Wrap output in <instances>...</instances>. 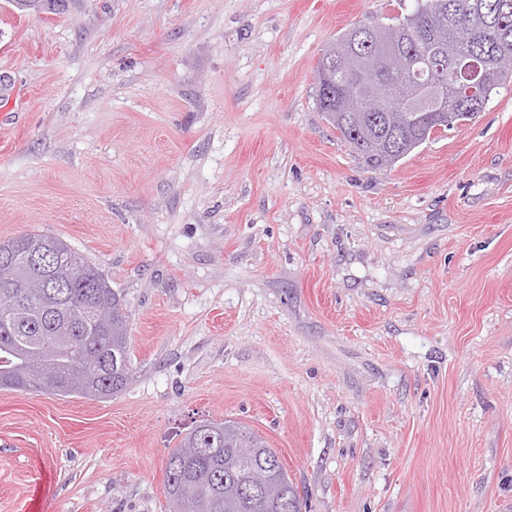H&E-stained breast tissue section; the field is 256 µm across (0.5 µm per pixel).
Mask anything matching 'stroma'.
<instances>
[{"mask_svg":"<svg viewBox=\"0 0 512 512\" xmlns=\"http://www.w3.org/2000/svg\"><path fill=\"white\" fill-rule=\"evenodd\" d=\"M413 0H0V241L122 294L132 379L0 389V512H168L230 418L302 512H512V83L374 172L316 105L325 46Z\"/></svg>","mask_w":512,"mask_h":512,"instance_id":"stroma-1","label":"stroma"}]
</instances>
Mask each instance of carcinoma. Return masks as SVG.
I'll return each mask as SVG.
<instances>
[{
  "label": "carcinoma",
  "instance_id": "cac0c4a2",
  "mask_svg": "<svg viewBox=\"0 0 512 512\" xmlns=\"http://www.w3.org/2000/svg\"><path fill=\"white\" fill-rule=\"evenodd\" d=\"M417 14L415 35L438 33L444 68L417 74L411 68L420 43L402 38L392 60L377 72L375 84L384 91L382 111L366 112L338 123L330 119L337 105L316 88L317 104L325 119L340 131L371 170L386 168L376 146L387 147L399 137L402 156L418 147L417 113L411 111L429 79L445 85L448 123L467 119L460 108L458 83L451 65L464 54L491 57L512 53V0H424ZM369 38L358 49L381 51L383 42L399 33L396 25L358 22ZM512 80V74L489 75L484 101ZM37 250L55 254L52 264L36 268L25 258ZM18 268L17 295L0 288V388L37 390V378L49 375L45 393L105 399L128 384L130 357L128 315L123 296L112 289L95 265L62 239L49 234L22 233L0 242V263ZM182 448H204L197 456L173 450L167 460L165 485L170 512H302L301 500L284 466L266 470L261 464L275 456L265 438L242 424L209 419L191 428Z\"/></svg>",
  "mask_w": 512,
  "mask_h": 512
}]
</instances>
